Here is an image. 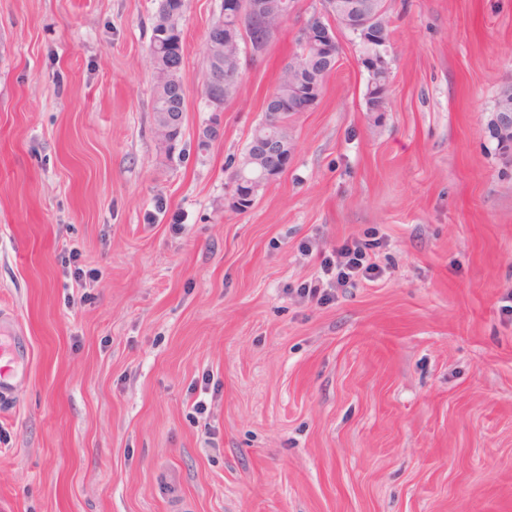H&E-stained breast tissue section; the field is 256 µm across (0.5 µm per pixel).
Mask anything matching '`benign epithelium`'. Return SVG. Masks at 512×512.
<instances>
[{
	"instance_id": "benign-epithelium-1",
	"label": "benign epithelium",
	"mask_w": 512,
	"mask_h": 512,
	"mask_svg": "<svg viewBox=\"0 0 512 512\" xmlns=\"http://www.w3.org/2000/svg\"><path fill=\"white\" fill-rule=\"evenodd\" d=\"M224 14L233 15L235 29L225 30L223 23L209 28L213 53L206 62L208 80L203 96L211 102L229 99L237 89L241 76V51L247 49L252 61L261 59L268 48L273 30L269 25L272 15L287 8L285 0H226ZM382 10L373 9L370 0H320L316 10L295 36L297 47L314 48L309 62L289 57L283 69L290 72L295 85H315L318 76L336 67L339 55L337 32L350 33L360 47V63L367 70L370 81L382 88H389L392 72L389 40L384 38V24L379 17ZM274 106L290 115L308 112L314 103L300 92H290L286 98L274 99ZM154 134L159 144L168 147L175 144L172 130L183 124L182 112H158ZM279 113H264L249 142L248 149L232 178L233 190L228 199L229 207L246 212L240 206L243 194L256 199L259 193L288 167L295 146L284 134L271 135L267 131ZM260 169L261 178L252 179L248 173Z\"/></svg>"
}]
</instances>
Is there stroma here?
<instances>
[{"label":"stroma","instance_id":"obj_1","mask_svg":"<svg viewBox=\"0 0 512 512\" xmlns=\"http://www.w3.org/2000/svg\"><path fill=\"white\" fill-rule=\"evenodd\" d=\"M158 6L0 0V318L27 341L0 512H512V153L493 133L512 0H386L385 112L340 34L243 214L231 173L320 2L296 0L204 145L224 0H189L168 157ZM370 232L378 277L299 293ZM165 56L166 52L160 54L158 62L161 69L163 70V74L168 76L169 80H173L176 77L180 68L179 79L181 83V95L178 88L173 87L169 92L166 93V97H158L156 92V79L160 80V76L155 77V74L152 72V63L149 56L147 62L154 79V98L152 111L158 112L156 113L157 120L154 123V134L161 146L168 147L175 144V141L171 139L172 130L179 125H183L184 112L181 111L182 109L184 110V89L181 80V64L179 66L173 65L171 62L173 55H169L167 57ZM176 110L178 112H173Z\"/></svg>","mask_w":512,"mask_h":512}]
</instances>
